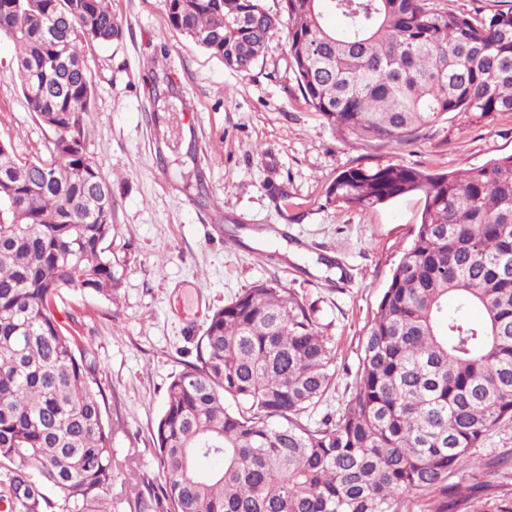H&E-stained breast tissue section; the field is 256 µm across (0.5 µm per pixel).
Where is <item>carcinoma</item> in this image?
Segmentation results:
<instances>
[{
	"mask_svg": "<svg viewBox=\"0 0 512 512\" xmlns=\"http://www.w3.org/2000/svg\"><path fill=\"white\" fill-rule=\"evenodd\" d=\"M168 25L249 72L287 28L290 67L335 130L403 143L455 113H512V3L489 16L430 0H163ZM336 16L330 26L326 18ZM121 34L112 0H0L11 72L49 132L22 161L0 142V467L18 512H112L95 364L57 318L68 289L112 298V181L86 155L94 87L82 46ZM418 194L421 222L363 327L336 419V346L297 294L258 281L208 315L171 377L154 437L170 512H512L469 451L512 420V154L437 173L341 171L327 201L364 211ZM455 305L448 306V300ZM477 308L482 319L467 312ZM223 460L202 472L201 461ZM471 470L470 483L451 481Z\"/></svg>",
	"mask_w": 512,
	"mask_h": 512,
	"instance_id": "cac0c4a2",
	"label": "carcinoma"
}]
</instances>
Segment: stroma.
<instances>
[{
    "instance_id": "35a3bbf8",
    "label": "stroma",
    "mask_w": 512,
    "mask_h": 512,
    "mask_svg": "<svg viewBox=\"0 0 512 512\" xmlns=\"http://www.w3.org/2000/svg\"><path fill=\"white\" fill-rule=\"evenodd\" d=\"M122 34L91 44L84 59L95 92L85 152L112 182V252L124 267L111 298L70 290L60 308L97 368L112 453L134 458L140 496L112 484V512H167L152 437L172 376L195 362L207 315L242 290L273 280L314 306L336 345L334 383L312 412L335 415L355 381L362 329L416 224L412 195L364 212L326 198L351 166L390 163L439 171L512 154V113L452 115L397 144L331 128L303 99L288 66L286 30L250 72L168 26L162 0H112ZM15 55L0 40V141L19 159L47 138L9 78ZM195 112L194 148L182 131ZM213 204H199L198 186ZM512 455V422L492 429L474 461L484 480H512L486 463Z\"/></svg>"
}]
</instances>
